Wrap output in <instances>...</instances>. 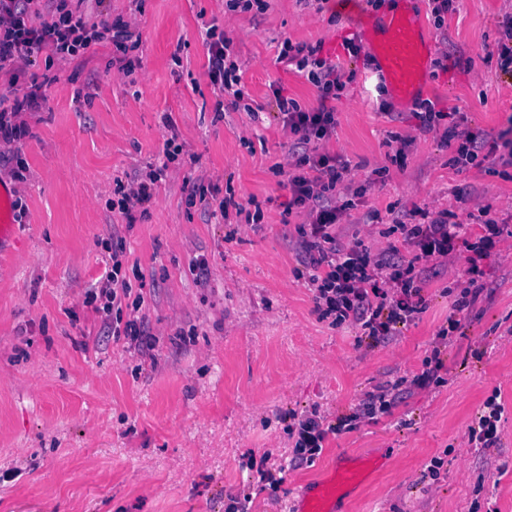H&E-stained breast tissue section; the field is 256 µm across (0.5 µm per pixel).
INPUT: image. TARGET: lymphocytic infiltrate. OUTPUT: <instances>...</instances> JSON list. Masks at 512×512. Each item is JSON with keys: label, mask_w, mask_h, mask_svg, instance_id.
I'll use <instances>...</instances> for the list:
<instances>
[{"label": "lymphocytic infiltrate", "mask_w": 512, "mask_h": 512, "mask_svg": "<svg viewBox=\"0 0 512 512\" xmlns=\"http://www.w3.org/2000/svg\"><path fill=\"white\" fill-rule=\"evenodd\" d=\"M206 36L208 77L225 95L220 106L238 108L244 87L234 41L214 27L207 29ZM133 37V21L93 17L74 6L73 0H0V73H8L13 81L33 57L43 54L51 61L82 62L93 46L105 40L117 51L113 67L123 76H131L133 66L125 52ZM320 51V46L287 39L279 53L280 60L294 65L319 92V105L312 109L301 108L294 99L280 94L275 97L277 115L291 139L287 208L306 216L304 222L283 230L282 235L291 240L299 265L309 274L318 317L331 316L337 324L355 325L374 345L390 341L425 311L422 276L442 272L457 248H465L469 254L468 284L454 300L448 325L440 329L417 378L422 385L438 379L444 367L442 349L462 327L460 313L469 310L488 288L481 262L493 253L502 237H512V225L491 218L489 207L482 206L472 217L479 231L468 237L464 224L450 221L448 211L432 215L416 206L407 217H395L389 228L390 233L400 234L401 244L391 243L376 251L359 236L342 240L336 229L345 208L336 202V188L343 183L349 164L324 151L323 145L336 132V113L330 102L345 86V70L336 61L321 58ZM42 102L37 85L20 98L0 97V158L13 160L9 175L14 181L26 178V167L13 150L28 133L22 115L38 111ZM416 119L418 131L439 132L442 144L452 149L451 163L458 170L500 162L512 166V137L506 132L493 138L473 132L466 126L465 113L438 109L430 100L422 103ZM183 153L176 138H167L162 149L163 164L117 183L113 212L129 222L135 212H147L169 162ZM404 244L411 247V255L402 254L400 247ZM108 252L112 265L107 282L88 290L84 303L100 314L104 336L126 339L141 353H150L158 338L140 313L144 297L131 287L121 236H113ZM403 395L400 382L387 381L366 394L356 413L338 416L333 422L315 411L295 419L289 427L293 457L287 466L260 470V482L281 484L287 468L313 461L328 435L352 429L358 417L373 419L391 413ZM504 412V405L496 397H489L468 428L469 445L485 451L499 448Z\"/></svg>", "instance_id": "f902f5d3"}]
</instances>
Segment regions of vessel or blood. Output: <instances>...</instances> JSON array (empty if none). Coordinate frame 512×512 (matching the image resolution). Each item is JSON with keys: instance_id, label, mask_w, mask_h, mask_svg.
Returning a JSON list of instances; mask_svg holds the SVG:
<instances>
[{"instance_id": "b4317fda", "label": "vessel or blood", "mask_w": 512, "mask_h": 512, "mask_svg": "<svg viewBox=\"0 0 512 512\" xmlns=\"http://www.w3.org/2000/svg\"><path fill=\"white\" fill-rule=\"evenodd\" d=\"M420 15L412 4L389 15L382 25L370 22L361 25L368 51L380 65L385 86L399 99H415L429 77L431 48L423 33ZM12 200L9 186H0V256L14 254L19 238L15 213L8 207ZM355 471H343L319 487L317 493L304 500L300 512H334V503L342 490L355 483Z\"/></svg>"}]
</instances>
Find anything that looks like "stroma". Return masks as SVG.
Returning a JSON list of instances; mask_svg holds the SVG:
<instances>
[{"label":"stroma","mask_w":512,"mask_h":512,"mask_svg":"<svg viewBox=\"0 0 512 512\" xmlns=\"http://www.w3.org/2000/svg\"><path fill=\"white\" fill-rule=\"evenodd\" d=\"M228 2L85 0L90 13L134 16L131 78L112 68V45L102 42L85 65L40 56L16 85L0 82V94L20 96L35 78L46 97L25 113L29 133L15 146L29 171L13 185L23 203L18 252L0 264V512H237L246 494L249 512H296L305 492L345 468L363 475L335 512H512V238L482 262L493 288L449 343L442 383L413 385L391 414L329 435L278 488L260 483L259 470L291 458L294 416L315 409L335 419L380 383L422 373L468 267L461 250L447 273L427 278L425 312L389 343L368 346L358 327L318 318L282 236L298 218L284 213L288 191L274 169L291 141L273 91L305 109L318 92L279 62L282 40L322 43L323 56L353 74L325 145L350 164L336 194L352 203L344 239L364 231L367 213L385 229L391 209L414 205L465 221L458 190L510 220L512 177L457 170L439 134H415V103L377 92L376 58L344 52V37L389 14V0H351L341 11L324 0L319 12L268 0L259 15ZM415 8L434 46L424 98L459 107L472 130L506 129L512 74L497 68V42L512 0H457L440 28L428 0ZM212 25L236 44L244 110H216L204 42ZM410 133L414 142L393 161L394 135ZM173 135L190 160L170 168L146 214L122 225L108 206L116 180L158 165ZM203 175L241 203L258 202L261 219L208 218L183 190ZM115 229L147 282L142 313L159 341L146 356L125 340L101 341V320L83 303L103 284L101 241ZM202 258L203 288L191 273ZM495 393L505 406L501 447L483 466L467 432ZM434 457L444 465L432 480Z\"/></svg>","instance_id":"stroma-1"}]
</instances>
